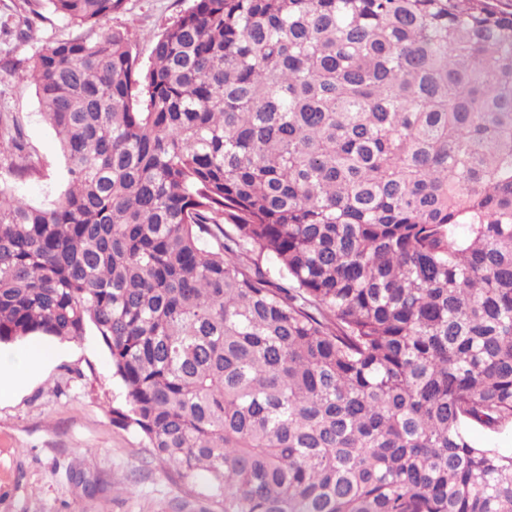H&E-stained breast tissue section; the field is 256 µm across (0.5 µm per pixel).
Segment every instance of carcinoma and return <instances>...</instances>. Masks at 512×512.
<instances>
[{"mask_svg": "<svg viewBox=\"0 0 512 512\" xmlns=\"http://www.w3.org/2000/svg\"><path fill=\"white\" fill-rule=\"evenodd\" d=\"M96 29L125 0L43 2ZM0 161V344L107 348L127 411L223 512H512V12L193 0L139 67L57 40ZM270 254L282 282L249 254ZM472 436L475 443L483 448H512V428L510 426L498 432L475 430Z\"/></svg>", "mask_w": 512, "mask_h": 512, "instance_id": "1", "label": "carcinoma"}]
</instances>
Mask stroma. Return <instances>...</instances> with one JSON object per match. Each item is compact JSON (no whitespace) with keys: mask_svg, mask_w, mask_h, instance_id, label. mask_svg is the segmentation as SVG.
<instances>
[{"mask_svg":"<svg viewBox=\"0 0 512 512\" xmlns=\"http://www.w3.org/2000/svg\"><path fill=\"white\" fill-rule=\"evenodd\" d=\"M192 4L126 0L102 25L127 31L145 67L157 36ZM23 12V0H0V113L22 116L24 137L42 162L41 174L12 180V191L46 205L64 188V161L40 115L28 67L35 54L77 29L47 9L34 38L23 39L17 34ZM56 347L48 364L0 399V512H222L156 458L141 432L116 420L115 410L125 406L123 387L96 336Z\"/></svg>","mask_w":512,"mask_h":512,"instance_id":"1","label":"stroma"}]
</instances>
